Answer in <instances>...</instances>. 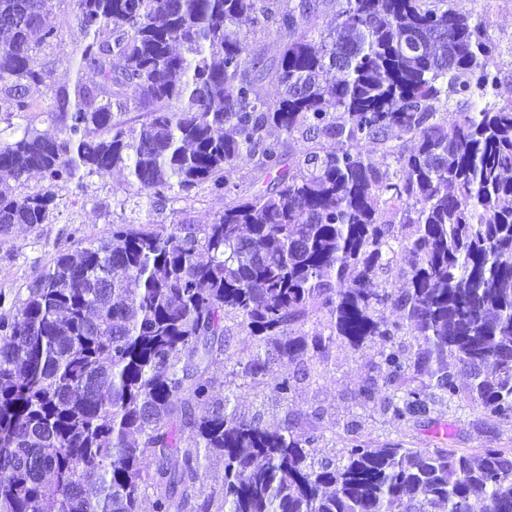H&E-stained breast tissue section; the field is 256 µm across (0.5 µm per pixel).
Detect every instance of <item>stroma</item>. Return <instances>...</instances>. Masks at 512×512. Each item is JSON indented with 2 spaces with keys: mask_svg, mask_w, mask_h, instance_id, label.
Listing matches in <instances>:
<instances>
[{
  "mask_svg": "<svg viewBox=\"0 0 512 512\" xmlns=\"http://www.w3.org/2000/svg\"><path fill=\"white\" fill-rule=\"evenodd\" d=\"M449 8L485 21L500 48L497 67L501 83L499 102L512 100V0H446ZM58 32L53 47L40 54L53 86L72 85L75 67L66 63L75 45L77 18L69 0H55L48 17ZM251 168L236 166L227 175L223 194L204 189L190 197L169 198L157 209H149L144 198L130 187L125 171L112 170L98 176H85L80 184L57 189V209L49 223L33 227L16 226L0 236V313L9 311L27 293V286L52 261L55 248L76 251L91 239L107 236L113 224H140L151 221L170 224L175 214L200 222L224 210L254 190ZM376 358L374 348L355 351L335 346L316 377L302 381L288 401H280L266 388L239 389V412L244 418L260 417L267 425L285 417L312 410L323 413L331 428L315 448L316 458L333 456L344 445L342 434L349 421H357L362 440L371 442L405 441L414 448H462L477 452L483 448H512V420L490 418L473 406L467 391H460L453 403L430 408V424L410 427L384 416L379 405H365L354 394L368 366Z\"/></svg>",
  "mask_w": 512,
  "mask_h": 512,
  "instance_id": "1",
  "label": "stroma"
}]
</instances>
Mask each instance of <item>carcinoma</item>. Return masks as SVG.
Masks as SVG:
<instances>
[{
  "mask_svg": "<svg viewBox=\"0 0 512 512\" xmlns=\"http://www.w3.org/2000/svg\"><path fill=\"white\" fill-rule=\"evenodd\" d=\"M72 2L76 79L52 89L49 136L31 112L51 89L53 0H0V112L26 119L0 129L1 236L50 221L55 188L113 169L151 207L222 194L239 164L260 187L199 224L58 249L0 315V512H141L145 498L153 512H512V449L374 445L352 423L339 459L317 463L319 412L270 429L210 376H262L287 401L297 378L280 361L309 377L336 344H369L356 398L382 414L419 426L462 374L475 407L512 419V103L495 100L487 25L442 0H344L317 37V0ZM243 19L276 26L274 64ZM271 129L341 148L292 167ZM365 149L394 157L395 179ZM31 173L46 186L16 192ZM388 305L398 319L377 316ZM229 321L248 355L230 351ZM215 460L224 484L206 493Z\"/></svg>",
  "mask_w": 512,
  "mask_h": 512,
  "instance_id": "carcinoma-1",
  "label": "carcinoma"
}]
</instances>
